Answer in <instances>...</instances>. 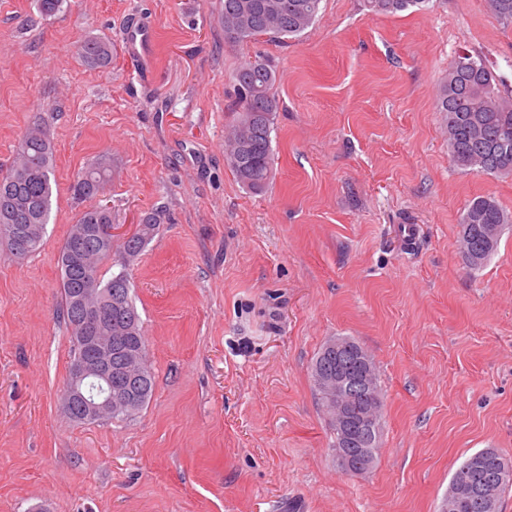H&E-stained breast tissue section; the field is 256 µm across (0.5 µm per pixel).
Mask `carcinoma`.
Masks as SVG:
<instances>
[{
    "mask_svg": "<svg viewBox=\"0 0 512 512\" xmlns=\"http://www.w3.org/2000/svg\"><path fill=\"white\" fill-rule=\"evenodd\" d=\"M322 0H224V40L239 45L268 36L280 40L296 38L315 22ZM426 0H365L374 14H394ZM79 57L92 68L112 63V40L87 37L76 45ZM278 74L272 62L261 54L242 63L233 73L234 100L230 112V135L225 142L226 165L238 181L252 192L263 191L272 172L271 132L280 101L274 91ZM438 112L448 133V152L453 164L483 175L512 174V104L497 87L496 79L478 57L461 53L448 66V74L438 91ZM15 168L29 171L26 179L12 176L0 180V226L9 223L6 209L18 208L27 217L19 223L20 232H29L32 254L44 243L49 221L53 184L56 183L47 132L32 128L22 137ZM86 180H76L73 194L79 200H91L99 186L110 177V166L100 160L84 172ZM112 223V210L100 205L87 207L72 225L58 255L60 268L61 312L71 330L70 359H75L80 336L74 317L78 298L84 288H99L112 294L120 308L112 309L110 319L100 335L115 339L118 354L112 357V380L124 371L123 352L131 344L138 348L140 368L132 374L130 388L137 392V405L128 411L112 414L110 419L123 420L138 414L150 400L154 376L146 365L147 344L140 315L132 298L127 274L120 271L103 280L101 266L112 256L117 244L99 240L101 224ZM508 215L491 196L473 200L460 220V241L466 265L474 270L484 266L498 247ZM158 229L155 215L143 217L131 233L122 237L119 246L131 262L143 252ZM335 338L327 340L319 350L312 367L314 386L322 407L333 414L331 398L323 389L324 374L341 365L352 380L361 376L365 366L376 369L372 357L362 358L346 353L334 357L331 349ZM508 465L496 450L486 448L468 457L454 472L446 500L453 498L454 485L463 475L477 470L493 474L498 465ZM512 486V478L497 481L491 488L488 509L458 506L451 512H499L503 492Z\"/></svg>",
    "mask_w": 512,
    "mask_h": 512,
    "instance_id": "1",
    "label": "carcinoma"
}]
</instances>
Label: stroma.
Wrapping results in <instances>:
<instances>
[{
	"mask_svg": "<svg viewBox=\"0 0 512 512\" xmlns=\"http://www.w3.org/2000/svg\"><path fill=\"white\" fill-rule=\"evenodd\" d=\"M223 10L0 0V177L37 124L56 176L43 246L20 260L0 243V512H439L471 454L512 461V228L478 270L459 242L474 198L512 214V174L454 166L437 110L463 51L512 91V22L487 0H322L298 38L231 45ZM137 22L155 27L146 73L122 39ZM88 36L111 38V65L74 52ZM257 53L280 75L261 194L224 161L230 74ZM103 155L118 234L160 223L102 268L128 273L155 387L131 419L80 424L57 259L85 208L70 186ZM333 336L383 389L363 475L338 465L311 377ZM427 0H365V6L374 14H394ZM157 219L154 214L143 217L133 232L122 237L118 245L122 249L126 260L131 262L137 259L143 252L148 242L154 237L158 229Z\"/></svg>",
	"mask_w": 512,
	"mask_h": 512,
	"instance_id": "obj_1",
	"label": "stroma"
}]
</instances>
